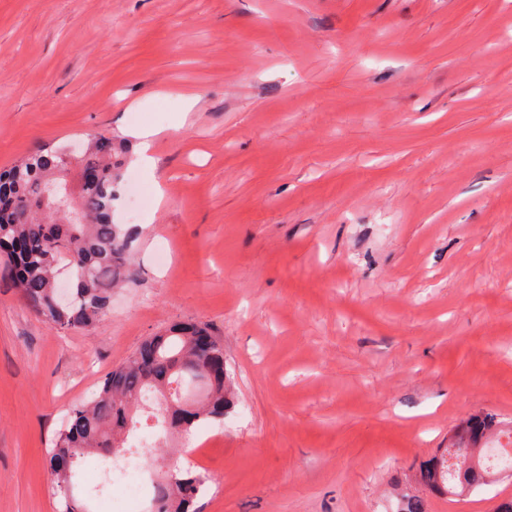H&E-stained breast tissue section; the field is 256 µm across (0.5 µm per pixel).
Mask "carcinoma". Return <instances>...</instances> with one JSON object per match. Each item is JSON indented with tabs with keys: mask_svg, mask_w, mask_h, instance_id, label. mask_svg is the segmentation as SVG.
Wrapping results in <instances>:
<instances>
[{
	"mask_svg": "<svg viewBox=\"0 0 512 512\" xmlns=\"http://www.w3.org/2000/svg\"><path fill=\"white\" fill-rule=\"evenodd\" d=\"M122 148L112 137L99 135L78 154L75 171L78 191L75 210L83 220L73 221L40 201L43 188L63 180L60 168L65 148H40L20 163L0 172V268L19 288L28 306L63 331H84L103 317L112 289L130 275L131 238L123 225L112 223L115 184L120 177L116 155ZM208 332L199 325L176 326L149 337L122 364L104 378L93 397L75 406L65 428L49 451L58 498V512H93L74 483V467L92 452L112 454L124 446L137 428L135 407L152 390L165 402L172 418L169 429L186 433L196 423L224 420L234 397L232 383L221 373L203 387L189 419L178 420L189 395L187 363L200 359L196 337ZM492 428V418L475 416L462 425L471 441L456 449L460 468L446 476L443 448L420 471L421 481L445 495L484 482L479 467V442ZM176 486L165 485L152 512H195L201 484L191 473L175 470Z\"/></svg>",
	"mask_w": 512,
	"mask_h": 512,
	"instance_id": "carcinoma-1",
	"label": "carcinoma"
}]
</instances>
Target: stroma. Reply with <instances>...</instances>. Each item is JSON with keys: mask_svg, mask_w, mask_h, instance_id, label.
Segmentation results:
<instances>
[{"mask_svg": "<svg viewBox=\"0 0 512 512\" xmlns=\"http://www.w3.org/2000/svg\"><path fill=\"white\" fill-rule=\"evenodd\" d=\"M102 133L133 275L68 334L0 278V512H55L70 409L183 322L236 392L200 512L512 500L416 479L472 414L512 427V0H0V169ZM129 133L138 140L135 164L150 173L154 167V157L151 154L153 138L158 134L156 129L133 126Z\"/></svg>", "mask_w": 512, "mask_h": 512, "instance_id": "obj_1", "label": "stroma"}]
</instances>
